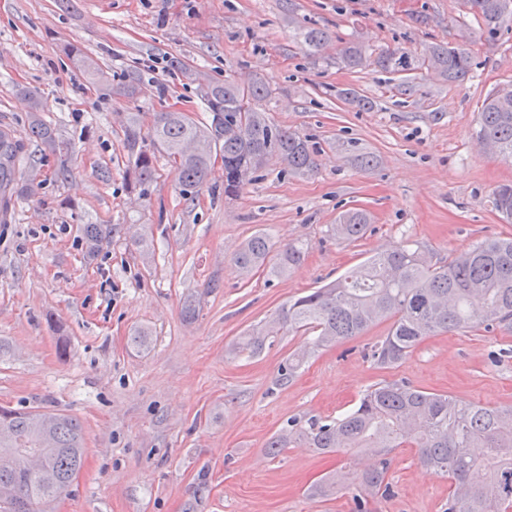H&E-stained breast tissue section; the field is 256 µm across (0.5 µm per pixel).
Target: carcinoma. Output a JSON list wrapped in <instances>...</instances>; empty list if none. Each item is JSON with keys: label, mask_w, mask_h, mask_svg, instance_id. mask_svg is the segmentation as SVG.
Returning <instances> with one entry per match:
<instances>
[{"label": "carcinoma", "mask_w": 512, "mask_h": 512, "mask_svg": "<svg viewBox=\"0 0 512 512\" xmlns=\"http://www.w3.org/2000/svg\"><path fill=\"white\" fill-rule=\"evenodd\" d=\"M482 31L498 32L512 21V0H469ZM297 36L316 56L331 36L311 26H298ZM428 66L450 83L471 76L470 53L459 44L434 43L426 53ZM368 62L364 45L356 40L337 49L336 63L357 69ZM373 64L388 73L415 69L413 59L398 48L379 53ZM269 88L261 79L247 87L233 81L211 83L204 95L209 114L206 123L183 112H159L155 116L152 147L142 144L137 114L130 113L127 150L131 174L146 185L155 174L156 153L179 158L183 194L210 181L212 155L224 154V196H237L250 176L270 157L286 158L288 172L309 176L317 172V150L299 134L268 119L256 108ZM30 108L29 140L33 146L55 152L60 149L56 129L41 118L38 95L23 92ZM478 139L493 144L495 154L512 160V87L498 88L483 101L476 131ZM24 145L0 130V196L29 197L32 181L17 176V160ZM495 207L506 221L512 220V184L495 189ZM370 223L363 209H349L338 218L333 234L343 241L364 236ZM110 224H85L83 256L96 259L112 239ZM272 245L267 235L252 236L236 256L246 271L268 269L271 276L285 275L299 266L306 250L285 244L276 261L268 263ZM391 321L387 336L370 347L368 357L379 366L403 361L422 341L456 330L512 324V237L488 239L444 264L432 262L416 243H399L369 257L364 264L336 282L288 303L272 319L282 331H312L310 349L295 354L280 367L279 382L292 381L309 354L322 347L353 339L373 324ZM269 331L261 329L242 339L239 348L261 352ZM52 437L43 473L34 474L19 462L10 470L0 468L1 491L29 500L33 512L59 498L70 479L82 467L85 432L75 419L36 410L0 407V449L36 448L44 435ZM300 441L322 454H364L367 463L322 478L311 496L336 493L341 481L354 486L352 512H372L369 500L390 493L388 473L392 450L413 448L419 464L450 479L445 512H512V406L486 407L445 393L423 390L406 382L378 383L367 389L358 403L336 419L288 422V433L267 443L269 454ZM480 470L484 481L474 483L470 474Z\"/></svg>", "instance_id": "carcinoma-1"}]
</instances>
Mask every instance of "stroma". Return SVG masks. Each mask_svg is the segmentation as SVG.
<instances>
[{
  "label": "stroma",
  "instance_id": "35a3bbf8",
  "mask_svg": "<svg viewBox=\"0 0 512 512\" xmlns=\"http://www.w3.org/2000/svg\"><path fill=\"white\" fill-rule=\"evenodd\" d=\"M303 23L330 34L321 56L297 43ZM451 36L472 56L473 75L460 85L424 67L403 76L336 63L350 40L419 56ZM79 54L105 80H92ZM259 77L269 84L262 109L318 148L317 173L292 176L273 158L229 200L223 167L186 195L161 155L152 182L135 184L130 113L145 137L159 112L202 122V82ZM128 82L137 95H117ZM510 83L512 28L482 36L461 0H0V128L26 142L19 90L30 87L63 144L27 145L17 168L37 191L13 198L0 223V406L64 413L86 432L84 466L46 512H352L348 490L309 495L344 458L304 447L268 454L289 420L342 416L369 387L394 380L512 404L510 327L432 336L381 368L365 349L386 336L382 321L316 352L283 386L280 366L308 348L309 335L277 336L254 356L236 348L289 300L392 244L420 243L445 262L512 236L494 206L512 160L477 151L475 136L483 100ZM352 208L369 213L367 232L337 240L331 226ZM85 224L116 227L92 261L80 248ZM259 231L277 246L303 244V264L280 278L240 270L234 258ZM141 331L143 347L133 341ZM394 456L392 492L374 512H444L447 479L420 467L414 449Z\"/></svg>",
  "mask_w": 512,
  "mask_h": 512
}]
</instances>
